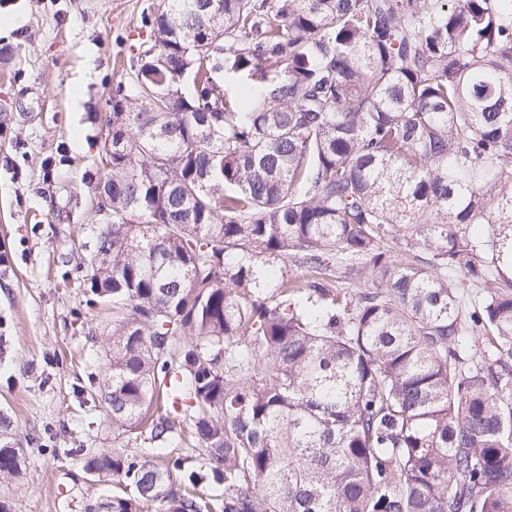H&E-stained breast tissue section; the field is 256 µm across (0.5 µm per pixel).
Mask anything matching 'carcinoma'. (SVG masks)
I'll return each instance as SVG.
<instances>
[{
	"label": "carcinoma",
	"mask_w": 512,
	"mask_h": 512,
	"mask_svg": "<svg viewBox=\"0 0 512 512\" xmlns=\"http://www.w3.org/2000/svg\"><path fill=\"white\" fill-rule=\"evenodd\" d=\"M141 27L87 286L113 435L185 453L84 454L112 512H512V0H158ZM17 444L0 411L1 478Z\"/></svg>",
	"instance_id": "cac0c4a2"
}]
</instances>
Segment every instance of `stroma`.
I'll list each match as a JSON object with an SVG mask.
<instances>
[{
	"label": "stroma",
	"instance_id": "1",
	"mask_svg": "<svg viewBox=\"0 0 512 512\" xmlns=\"http://www.w3.org/2000/svg\"><path fill=\"white\" fill-rule=\"evenodd\" d=\"M154 2L0 0V40L17 48L0 62V410L25 458L21 480H0L12 512H86L113 490L74 454L125 444L95 383L112 308L84 283L102 221L89 175Z\"/></svg>",
	"mask_w": 512,
	"mask_h": 512
}]
</instances>
